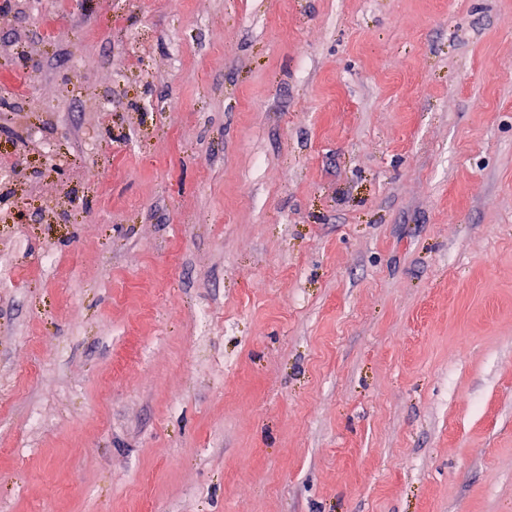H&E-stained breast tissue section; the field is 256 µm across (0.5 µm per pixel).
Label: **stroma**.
<instances>
[{
	"instance_id": "35a3bbf8",
	"label": "stroma",
	"mask_w": 512,
	"mask_h": 512,
	"mask_svg": "<svg viewBox=\"0 0 512 512\" xmlns=\"http://www.w3.org/2000/svg\"><path fill=\"white\" fill-rule=\"evenodd\" d=\"M0 76V512H512V0H0Z\"/></svg>"
}]
</instances>
